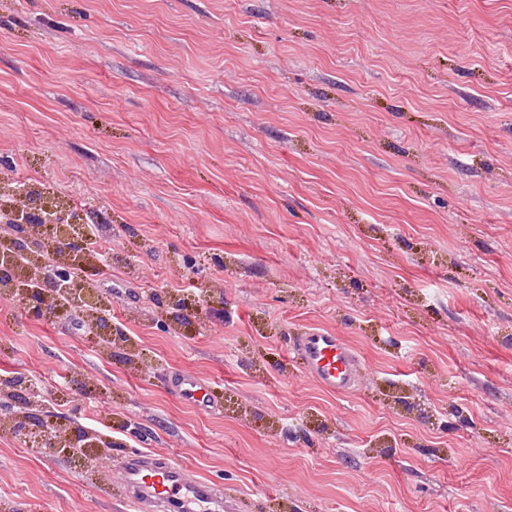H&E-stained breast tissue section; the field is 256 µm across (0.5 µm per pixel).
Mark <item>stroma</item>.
I'll use <instances>...</instances> for the list:
<instances>
[{"label": "stroma", "mask_w": 512, "mask_h": 512, "mask_svg": "<svg viewBox=\"0 0 512 512\" xmlns=\"http://www.w3.org/2000/svg\"><path fill=\"white\" fill-rule=\"evenodd\" d=\"M20 185L111 225L83 275L124 340L0 296V376L112 443L0 432V512H134L138 452L238 512H512V0H0V207ZM312 327L350 393L291 357ZM290 351L300 361L305 374L328 392L343 395L356 386L360 358L336 332L309 328L293 338ZM208 387L205 380L185 371L174 374L170 380L171 392L178 399L203 408L215 409L218 400L210 393Z\"/></svg>", "instance_id": "35a3bbf8"}]
</instances>
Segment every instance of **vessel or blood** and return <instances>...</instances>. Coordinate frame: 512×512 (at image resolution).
<instances>
[{"instance_id":"obj_1","label":"vessel or blood","mask_w":512,"mask_h":512,"mask_svg":"<svg viewBox=\"0 0 512 512\" xmlns=\"http://www.w3.org/2000/svg\"><path fill=\"white\" fill-rule=\"evenodd\" d=\"M290 351L305 374L323 389L346 394L358 381L360 358L350 343L336 332L311 328L294 337ZM172 394L180 400L213 409L217 399L202 378L181 371L170 380ZM124 496L136 512H234L222 488L189 475L179 464H162L147 453L126 457L122 464Z\"/></svg>"}]
</instances>
